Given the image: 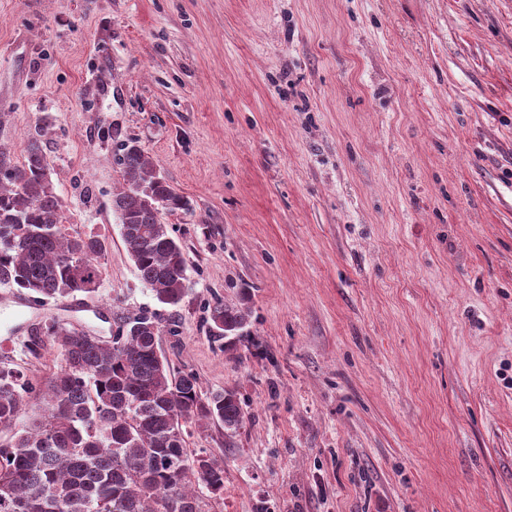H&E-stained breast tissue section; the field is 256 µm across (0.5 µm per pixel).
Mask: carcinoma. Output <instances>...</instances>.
Wrapping results in <instances>:
<instances>
[{
    "label": "carcinoma",
    "instance_id": "1",
    "mask_svg": "<svg viewBox=\"0 0 512 512\" xmlns=\"http://www.w3.org/2000/svg\"><path fill=\"white\" fill-rule=\"evenodd\" d=\"M118 164L123 186L112 210L126 251L154 298L178 306L187 290L184 247L161 215L188 202L135 142L121 144ZM63 215L41 136L28 140L20 162L1 148L0 284L42 303L98 291L105 241L64 233ZM249 318L247 298L217 301L210 334L230 349ZM161 332L148 315L110 341L51 320L31 346L47 336L60 350L45 387L0 366V431H12L0 445V512H205L197 485L224 494L223 463L187 448V424L217 422L235 434L245 419L240 399L205 393L194 374L176 370L159 350ZM31 402L38 412L25 419Z\"/></svg>",
    "mask_w": 512,
    "mask_h": 512
}]
</instances>
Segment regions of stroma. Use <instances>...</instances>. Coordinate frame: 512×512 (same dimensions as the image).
<instances>
[{
    "instance_id": "obj_1",
    "label": "stroma",
    "mask_w": 512,
    "mask_h": 512,
    "mask_svg": "<svg viewBox=\"0 0 512 512\" xmlns=\"http://www.w3.org/2000/svg\"><path fill=\"white\" fill-rule=\"evenodd\" d=\"M46 130L102 286L5 330L37 386L49 319L108 340L145 313L245 422L209 512H512V0H0V148ZM133 139L187 291L159 304L112 194ZM249 292L234 350L208 310Z\"/></svg>"
}]
</instances>
